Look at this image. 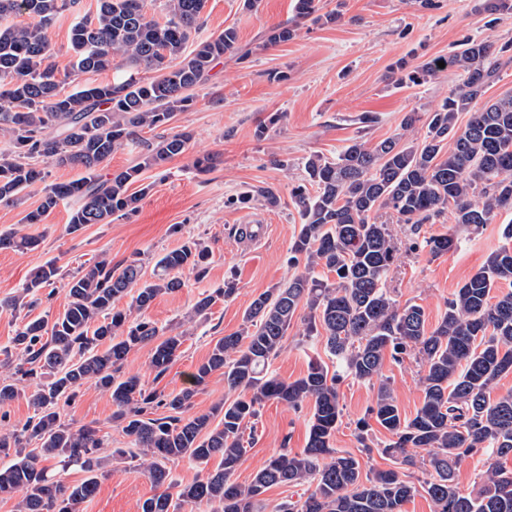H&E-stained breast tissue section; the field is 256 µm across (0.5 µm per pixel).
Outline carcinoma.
Segmentation results:
<instances>
[{"label": "carcinoma", "mask_w": 512, "mask_h": 512, "mask_svg": "<svg viewBox=\"0 0 512 512\" xmlns=\"http://www.w3.org/2000/svg\"><path fill=\"white\" fill-rule=\"evenodd\" d=\"M206 0H164L165 21L149 13L148 0H98L96 13L75 18L70 46L79 72L104 70L115 56L146 72H126L110 83L78 85L62 91L49 62L46 29L79 0H0V135L8 148L0 152V204H23L28 190L41 183L40 203L25 211L24 224H42L62 201H70L67 231L104 224L113 216L137 212L152 189L143 173L184 154L188 131L153 143L141 132L171 125L193 101L216 61L238 54V33L229 26L200 37ZM320 0H295L296 23L271 31L266 45L292 40L297 21L332 23L338 15L321 13ZM490 15H512V0H485ZM27 15L34 26L7 22ZM444 62L445 67L438 66ZM512 64V41L499 46L467 38L460 48L419 65L398 59L392 66L402 84L419 86L455 68L462 86L437 108L406 113L400 132L371 143L353 138L330 159L309 156L303 182L290 198L300 230L289 248L295 273L255 298L243 315L241 331L223 336L191 374L189 386L164 395L145 388L136 374L121 373L129 353L152 346L151 366L163 375L177 357L184 333L165 329L144 316L161 294L184 287L182 274L206 276L211 254L189 239L158 258L150 279L133 259L114 266L102 258L85 265L66 283L69 302L54 319L31 316L43 303L40 289L55 283L52 262L34 268L19 294L0 309L21 318L9 345L0 349V406L21 395L18 382L30 381L27 394L33 415L21 428L0 431V498L23 492L17 512H78L97 492L107 463L100 455L109 435L91 426L77 430L61 420L59 401H71L88 382L110 393L112 414L130 447L111 457L139 461L160 492L143 501L140 512H181L206 503L212 512H260V496L275 485H304L308 496L279 507V512H403L415 487L394 470L362 475L360 460L332 446L341 417L338 382L344 377L371 381L380 376L385 355L409 356L424 367L423 401L413 417L402 415L390 385L379 383L368 417L393 440L381 455L415 465L424 452L429 468L426 493L434 512H512V470L499 460L512 456V391L494 394L500 379L512 373V248L492 252L485 264L448 299L446 312L433 329L418 304L400 303L387 282L397 260L388 225L376 222L387 210L403 224H433L447 212L456 224L478 230L512 209V93L495 101L483 97ZM424 122L426 132L406 142V133ZM142 146L140 160L105 173L104 163L130 144ZM77 168L75 180L45 183L47 173L33 161ZM260 201L276 207L280 196L271 187H255L236 197L246 205ZM38 239L0 232V249L33 250ZM455 233L425 237L410 249L432 258L457 250ZM335 274L329 282L319 270ZM509 290L492 295L496 288ZM235 280L199 298L196 315L207 313L217 299L232 297ZM131 297L125 308L118 307ZM303 336L320 338L336 357L331 373L322 362L309 361L306 373L288 381L269 371L295 319ZM237 392L207 413H195L194 397L216 372ZM299 409L312 404L305 448L272 456L247 485L232 480L244 451L246 430L254 436L255 420L265 400ZM164 409L165 415L156 411ZM488 455L482 484L464 493L455 468L475 454ZM220 457L219 468L183 488L167 464L188 459L198 465ZM76 467L77 482L52 472Z\"/></svg>", "instance_id": "carcinoma-1"}]
</instances>
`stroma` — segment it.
Segmentation results:
<instances>
[{"label": "stroma", "mask_w": 512, "mask_h": 512, "mask_svg": "<svg viewBox=\"0 0 512 512\" xmlns=\"http://www.w3.org/2000/svg\"><path fill=\"white\" fill-rule=\"evenodd\" d=\"M293 4L294 0H260L257 8L248 10L243 0H206L202 36L235 27L238 45L249 51L250 58L245 64L230 55L218 60L209 83L196 92L191 107L177 115L174 131H189L193 140L183 155L145 171V180L154 188L138 213L70 234L66 231L70 207L65 203L45 223H23L24 209L35 208L40 201L39 189L30 191L24 207L0 205V230L18 229L40 239L32 251L0 250V300L15 295L31 270L48 262L73 272L97 257L116 264L140 258L149 273L156 256L178 248L187 238L200 240L212 252L207 277L185 275L183 288L158 296L146 311L158 326L181 324L186 337L180 356L158 376L150 367L151 348L146 345L132 351L123 367L124 372L139 374L146 387L166 394L179 392L214 342L241 330L252 300L291 276L288 251L299 231V217L289 192L304 176L303 159L312 154L336 157L357 136L375 142L394 135L406 112L430 110L461 84L459 71L452 69L419 86H399L392 64L401 58L421 64L456 50L467 37L496 44L512 41V17L490 22L484 0H437L431 9L421 7L418 0H322L324 11L339 13L338 22H304L292 40L265 47L268 33L292 19ZM73 19L72 13H64L47 30L50 62L64 77V90L111 82L117 69L74 71L68 40ZM277 72L283 73V80H274ZM276 112L281 113V121L257 136L258 125ZM364 112L373 113L376 121L361 131L355 119ZM203 154L216 158L214 169L206 174L194 168L195 158ZM283 159L288 162L284 168L279 165ZM259 185L277 190L279 206L231 204V197ZM379 219L388 224L398 248L388 286L399 302L423 306L432 327L457 288L503 245L502 229L512 222V211H501L475 234L455 231L448 215L419 226L397 223L385 211ZM254 224L266 225L262 240L241 238L240 228ZM452 231L458 232L461 246L443 257L434 259L408 248L412 240ZM228 277L236 281V294L217 300L207 315L192 316L201 294L223 287ZM302 331V323H294L270 365L272 372L291 381L306 372L310 358L329 359L320 343L302 340ZM422 374L414 358L384 361L381 377L389 382L406 416H413L422 402ZM377 387V382L349 377L338 385L342 417L333 446L358 457L367 472L396 466L379 452L390 439L380 426L372 427L367 445H360L355 437V424L366 417ZM60 410L72 427L100 426L111 433L113 447L125 446L126 436L112 422L114 407L107 392L84 385L75 402L61 405ZM310 414L307 406L296 410L276 400L262 403L255 439L244 451L235 480L250 483L281 450L301 451ZM156 492L143 469L115 463L80 512H139L140 504Z\"/></svg>", "instance_id": "stroma-1"}]
</instances>
